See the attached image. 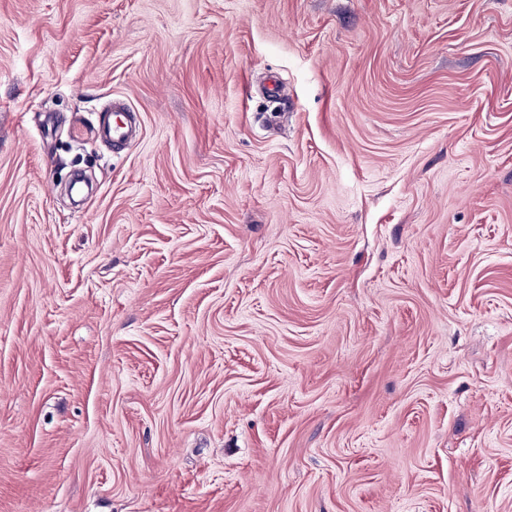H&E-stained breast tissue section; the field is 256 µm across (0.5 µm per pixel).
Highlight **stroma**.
Here are the masks:
<instances>
[{
  "label": "stroma",
  "mask_w": 512,
  "mask_h": 512,
  "mask_svg": "<svg viewBox=\"0 0 512 512\" xmlns=\"http://www.w3.org/2000/svg\"><path fill=\"white\" fill-rule=\"evenodd\" d=\"M0 512H512V0H0Z\"/></svg>",
  "instance_id": "35a3bbf8"
}]
</instances>
